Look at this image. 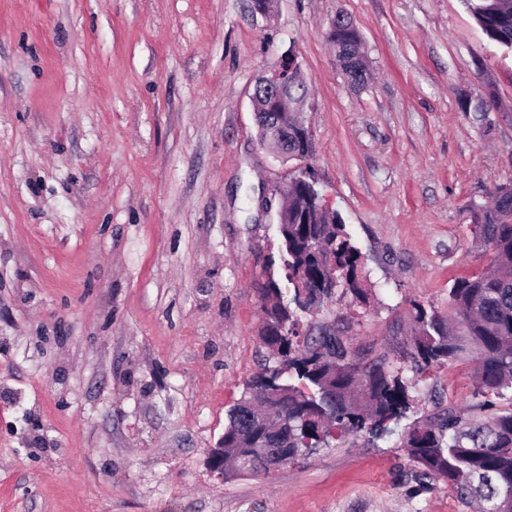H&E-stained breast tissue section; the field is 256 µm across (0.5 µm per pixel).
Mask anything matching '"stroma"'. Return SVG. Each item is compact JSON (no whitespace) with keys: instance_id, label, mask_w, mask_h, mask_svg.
<instances>
[{"instance_id":"35a3bbf8","label":"stroma","mask_w":512,"mask_h":512,"mask_svg":"<svg viewBox=\"0 0 512 512\" xmlns=\"http://www.w3.org/2000/svg\"><path fill=\"white\" fill-rule=\"evenodd\" d=\"M338 17L366 88L336 63ZM289 54L306 164L372 288L303 325L397 366L414 303L447 312L486 268L471 207L512 184V53L463 0H0V512H470L415 482L398 439L473 404L468 358L411 377L384 438L268 475L206 465L268 361L258 288L284 277L293 165L260 145L251 95ZM334 30H336V40L335 37H332L331 39H334L332 44L336 47L337 60L343 72L347 75L353 86H364L366 81V69L363 56L360 53L362 37L357 27L348 19L337 18L332 23L329 33H332ZM352 47L362 59L359 71L355 70L348 63L349 57L347 54Z\"/></svg>"}]
</instances>
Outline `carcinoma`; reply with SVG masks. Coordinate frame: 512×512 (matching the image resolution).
<instances>
[{"mask_svg": "<svg viewBox=\"0 0 512 512\" xmlns=\"http://www.w3.org/2000/svg\"><path fill=\"white\" fill-rule=\"evenodd\" d=\"M486 35L512 50V0H464ZM362 37L348 19H336L337 60L352 85L366 81L348 52H360ZM311 148L289 126L288 160ZM311 170L301 169L288 182L287 215L279 225L285 277L293 286L314 289L334 276L336 291L326 302L352 295L368 300L371 289L361 252L341 215L323 218L306 183ZM473 239L491 252L492 272L458 278L448 291V313L414 304L411 368L428 371L460 356L476 357L473 397L466 410L442 408L414 421L401 439L420 482L442 483L475 512H512V408L488 416L494 400L512 402V186H502L489 207L474 211ZM280 285L272 278L261 288L263 321L260 340L276 359L245 384L224 428V459L238 461L251 448L248 468L224 472L260 474L276 448L292 463L303 452L349 435L380 438L406 417L411 405L406 367L384 356L361 359L339 331L312 324L299 331L298 310L278 300Z\"/></svg>", "mask_w": 512, "mask_h": 512, "instance_id": "carcinoma-1", "label": "carcinoma"}]
</instances>
